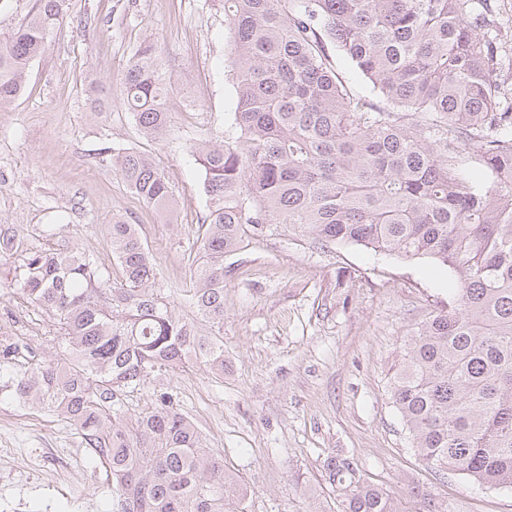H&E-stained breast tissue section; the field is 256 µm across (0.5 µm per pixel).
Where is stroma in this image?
Wrapping results in <instances>:
<instances>
[{"label": "stroma", "mask_w": 512, "mask_h": 512, "mask_svg": "<svg viewBox=\"0 0 512 512\" xmlns=\"http://www.w3.org/2000/svg\"><path fill=\"white\" fill-rule=\"evenodd\" d=\"M156 42L172 128L144 137L122 101V78L140 45ZM231 34L213 0H68L67 20L31 61L26 90L0 107V227L64 224L71 249L116 271L108 234L114 214L139 227L159 287L189 282L207 198L192 153L231 134L235 87L226 76ZM105 89L90 110V83ZM150 153L181 206L169 215L123 183L103 143ZM224 374L199 360L159 371L122 397L126 415L173 395L177 408L252 489L247 512H341L325 478L336 454L361 479L410 512L426 491L439 512H512V490L487 489L426 467L409 447L388 386L410 332L448 300L446 267L406 261L360 245L323 247L285 232L224 259ZM0 266V339L20 335L38 358L55 354L40 317L6 286ZM0 494L35 498L51 512H113L102 466L74 426L37 405L0 402ZM85 489L82 510L67 498Z\"/></svg>", "instance_id": "obj_1"}]
</instances>
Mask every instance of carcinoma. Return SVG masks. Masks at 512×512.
Returning <instances> with one entry per match:
<instances>
[{"label": "carcinoma", "mask_w": 512, "mask_h": 512, "mask_svg": "<svg viewBox=\"0 0 512 512\" xmlns=\"http://www.w3.org/2000/svg\"><path fill=\"white\" fill-rule=\"evenodd\" d=\"M232 31L234 132L194 145L208 210L191 286H155L136 225L109 227L119 277L57 239L29 246L0 233V262L58 344L54 359L18 360L0 343L8 400L67 420L105 469L117 512H246L250 485L230 472L171 394L125 420L117 395L190 357L224 375V257L283 225L313 242L362 245L448 268V304L405 341L392 404L426 465L512 490V95L490 0H218ZM67 0H35L0 36V105L24 91L30 62L65 21ZM345 55L378 101L352 93L333 52ZM123 103L148 138L170 127L159 51L143 43L123 74ZM427 115L426 123L417 115ZM476 149L487 188L460 176ZM126 186L174 214L162 169L137 148H101ZM190 303L194 317L175 312ZM343 512H402L382 489L330 455Z\"/></svg>", "instance_id": "1"}]
</instances>
